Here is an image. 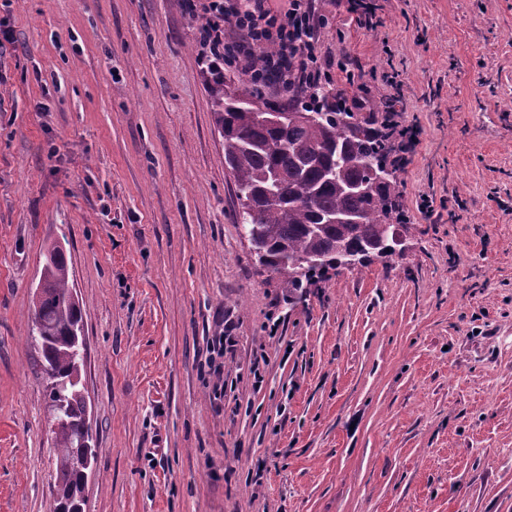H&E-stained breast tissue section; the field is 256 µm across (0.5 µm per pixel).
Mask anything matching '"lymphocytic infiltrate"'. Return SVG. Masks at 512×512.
Returning <instances> with one entry per match:
<instances>
[{
  "mask_svg": "<svg viewBox=\"0 0 512 512\" xmlns=\"http://www.w3.org/2000/svg\"><path fill=\"white\" fill-rule=\"evenodd\" d=\"M266 2L203 0L202 15L208 24L197 31L202 59L223 56L225 64L241 67L260 86L274 83L295 89L331 80L332 68L322 58L315 35L321 23L316 15V0H286L280 9L267 7ZM228 19L241 29L240 40H225L224 22ZM261 43L274 46L276 53L259 70L252 63V50ZM373 80L393 89L386 99V110L397 146V165L405 167L421 143V130L404 120L406 99L402 91L396 90L394 76L384 72L374 75Z\"/></svg>",
  "mask_w": 512,
  "mask_h": 512,
  "instance_id": "1",
  "label": "lymphocytic infiltrate"
}]
</instances>
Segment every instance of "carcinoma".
Listing matches in <instances>:
<instances>
[{
	"label": "carcinoma",
	"instance_id": "obj_1",
	"mask_svg": "<svg viewBox=\"0 0 512 512\" xmlns=\"http://www.w3.org/2000/svg\"><path fill=\"white\" fill-rule=\"evenodd\" d=\"M202 73L237 198L251 206V213L242 212L240 217L260 225L263 233L260 260L298 286L302 280L294 262L303 257L325 260L307 270L305 277L311 278L335 266L344 250L362 252L366 258L376 252L381 227L388 223L398 196L397 169L389 162L390 148L378 133L383 103H374L369 117L347 124L334 116L358 117L363 86L356 82L343 88L330 81L314 84L283 105L248 79L241 85L250 101H242L239 87L224 75L222 59L204 64ZM306 108L323 116L272 128L255 126L249 119L251 112H300ZM371 165L385 171L386 177L365 193L351 190L366 180ZM275 170L281 177L273 182ZM341 214H355L361 223H327L328 218ZM69 274L62 247L52 246L44 254L41 273L46 291L31 311V336L41 350L40 370L62 383L60 388L48 386L50 405L60 410L53 419L56 495L52 512H64L74 503L85 506L78 434L86 403L70 384L71 378L81 375L84 365L80 345L75 343L82 315L79 305L71 301Z\"/></svg>",
	"mask_w": 512,
	"mask_h": 512
}]
</instances>
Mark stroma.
<instances>
[{"instance_id": "35a3bbf8", "label": "stroma", "mask_w": 512, "mask_h": 512, "mask_svg": "<svg viewBox=\"0 0 512 512\" xmlns=\"http://www.w3.org/2000/svg\"><path fill=\"white\" fill-rule=\"evenodd\" d=\"M336 0L319 44L422 129L390 256L294 286L243 236L189 0H9L0 27V512H51L30 312L83 318L85 512H512V0ZM224 356L209 366L212 343ZM344 2L345 11L351 16L359 27L368 30H377L382 26L378 15V5L368 3L367 0H337Z\"/></svg>"}]
</instances>
